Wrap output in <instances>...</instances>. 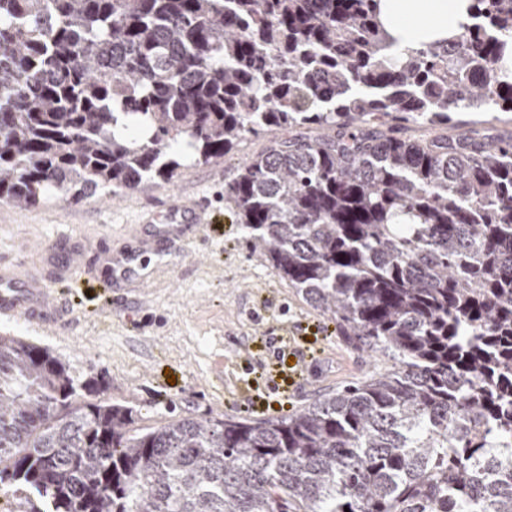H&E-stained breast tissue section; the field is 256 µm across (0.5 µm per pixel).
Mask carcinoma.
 <instances>
[{
	"label": "carcinoma",
	"instance_id": "carcinoma-1",
	"mask_svg": "<svg viewBox=\"0 0 512 512\" xmlns=\"http://www.w3.org/2000/svg\"><path fill=\"white\" fill-rule=\"evenodd\" d=\"M378 0H0V198L112 195L271 127L224 206L390 370L280 418L134 410L0 338V485L19 512H512V0L402 56ZM444 126L429 142L402 122ZM473 114H464L463 120H477L479 124H463L456 131L457 133L477 131L480 139L500 140L510 139L512 137V112H494V118L490 114L483 112H466Z\"/></svg>",
	"mask_w": 512,
	"mask_h": 512
}]
</instances>
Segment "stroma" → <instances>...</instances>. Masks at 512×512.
I'll use <instances>...</instances> for the list:
<instances>
[{"label":"stroma","instance_id":"obj_1","mask_svg":"<svg viewBox=\"0 0 512 512\" xmlns=\"http://www.w3.org/2000/svg\"><path fill=\"white\" fill-rule=\"evenodd\" d=\"M268 135L240 143L229 158L181 157L169 179L111 197L49 195L33 206L0 200V263L39 273L65 261L78 244L121 252L130 233L151 244L143 253L152 280L104 297L80 277L49 284L66 305L56 329L0 318V337L47 349L74 378L106 376V398L132 407L141 426L194 414L267 419L293 415L315 397L363 378L374 360L351 352L336 325L308 304L262 257L224 206V183L238 163L263 151ZM184 196L208 199L212 223L185 224L169 249L148 214Z\"/></svg>","mask_w":512,"mask_h":512}]
</instances>
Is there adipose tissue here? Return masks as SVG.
<instances>
[{
  "mask_svg": "<svg viewBox=\"0 0 512 512\" xmlns=\"http://www.w3.org/2000/svg\"><path fill=\"white\" fill-rule=\"evenodd\" d=\"M470 0H381L393 52L448 38L468 21Z\"/></svg>",
  "mask_w": 512,
  "mask_h": 512,
  "instance_id": "ef3b65f1",
  "label": "adipose tissue"
}]
</instances>
